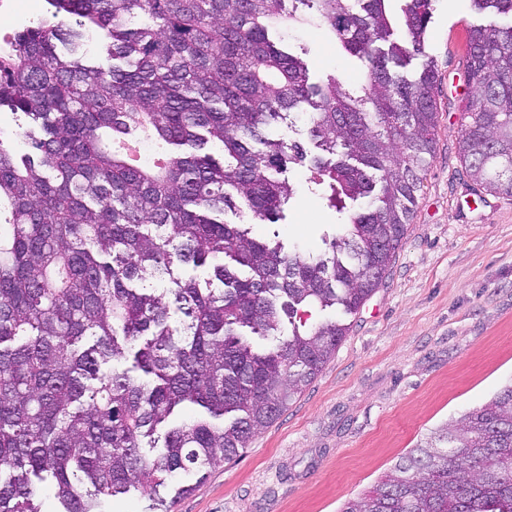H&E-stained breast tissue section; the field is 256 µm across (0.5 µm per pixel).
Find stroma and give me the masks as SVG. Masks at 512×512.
<instances>
[{"label": "stroma", "instance_id": "35a3bbf8", "mask_svg": "<svg viewBox=\"0 0 512 512\" xmlns=\"http://www.w3.org/2000/svg\"><path fill=\"white\" fill-rule=\"evenodd\" d=\"M482 18L471 0H434L426 53L436 64L439 118L414 217L383 285L302 393L240 457L205 476L173 512H340L431 430L512 384V197L476 184L459 154L467 49ZM318 78L362 82L366 68L308 18L288 24ZM270 225L243 216L252 237L279 235L304 255L324 250L335 211L308 188Z\"/></svg>", "mask_w": 512, "mask_h": 512}]
</instances>
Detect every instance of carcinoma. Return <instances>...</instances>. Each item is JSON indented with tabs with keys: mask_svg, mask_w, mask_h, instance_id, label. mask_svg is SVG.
<instances>
[{
	"mask_svg": "<svg viewBox=\"0 0 512 512\" xmlns=\"http://www.w3.org/2000/svg\"><path fill=\"white\" fill-rule=\"evenodd\" d=\"M47 0L0 58V512H102L249 447L329 361L382 285L435 149L433 0ZM459 153L512 197V0H471ZM366 62L311 79L275 38L299 8ZM76 15L67 26L59 15ZM102 59L78 53L90 30ZM307 105L311 111L300 113ZM304 146L268 139L298 115ZM149 141L156 157L134 152ZM309 161L338 223L303 256L276 224ZM202 270L184 279V264ZM341 317L307 323L306 309ZM291 332L283 334V318ZM271 336L257 351L249 336ZM131 363V367L122 365ZM341 512H512V385L435 429Z\"/></svg>",
	"mask_w": 512,
	"mask_h": 512,
	"instance_id": "carcinoma-1",
	"label": "carcinoma"
}]
</instances>
